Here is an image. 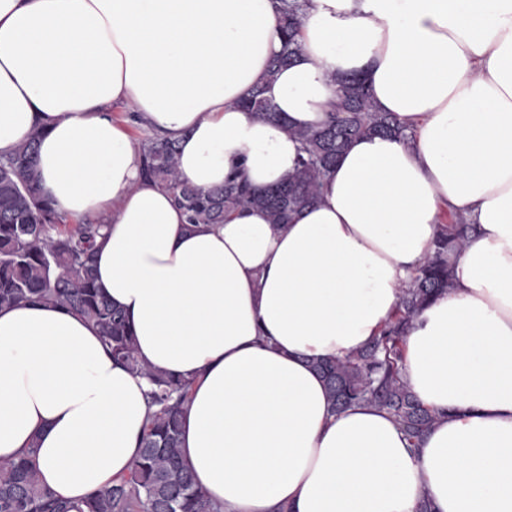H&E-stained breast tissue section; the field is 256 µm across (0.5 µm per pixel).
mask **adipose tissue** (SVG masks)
I'll return each instance as SVG.
<instances>
[{"mask_svg": "<svg viewBox=\"0 0 512 512\" xmlns=\"http://www.w3.org/2000/svg\"><path fill=\"white\" fill-rule=\"evenodd\" d=\"M301 32L272 78L273 0H0V157L43 127L45 197L106 224L97 284L139 360L190 380L182 456L219 512H512V0H306ZM353 73L406 136L354 141L283 228L252 208L187 223L112 118L177 140L202 190L238 170L263 188ZM259 84L287 125L241 108ZM457 215L475 230L453 285L404 342L435 416L414 450L374 405L332 413L308 362L379 336ZM148 391L83 317L0 307V463L36 448L79 510L132 468Z\"/></svg>", "mask_w": 512, "mask_h": 512, "instance_id": "1", "label": "adipose tissue"}]
</instances>
